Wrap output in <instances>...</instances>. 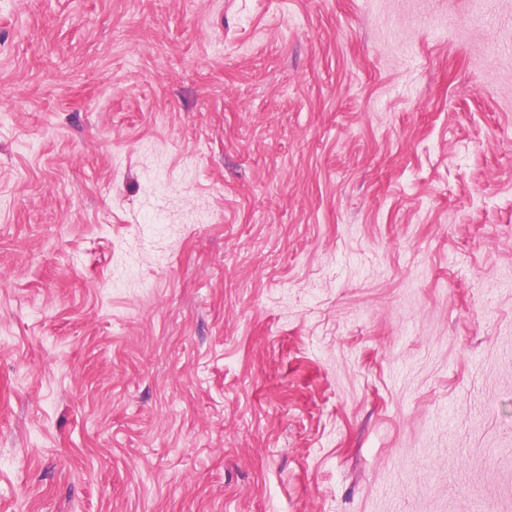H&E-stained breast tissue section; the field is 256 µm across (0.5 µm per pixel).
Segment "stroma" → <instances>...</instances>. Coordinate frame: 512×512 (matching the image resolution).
I'll return each mask as SVG.
<instances>
[{"label":"stroma","instance_id":"obj_1","mask_svg":"<svg viewBox=\"0 0 512 512\" xmlns=\"http://www.w3.org/2000/svg\"><path fill=\"white\" fill-rule=\"evenodd\" d=\"M0 512H512V0H0Z\"/></svg>","mask_w":512,"mask_h":512}]
</instances>
